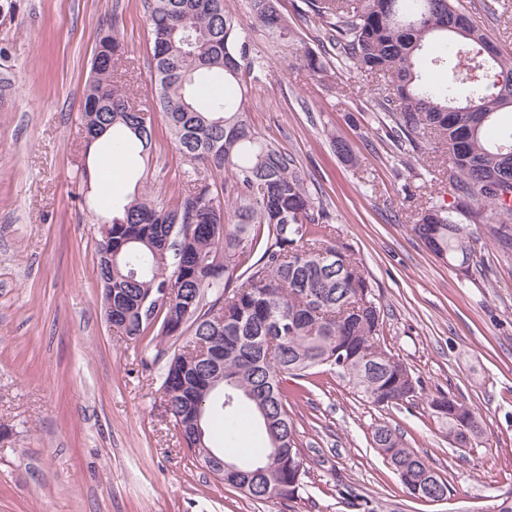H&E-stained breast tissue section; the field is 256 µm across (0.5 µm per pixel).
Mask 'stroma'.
I'll return each instance as SVG.
<instances>
[{"instance_id":"obj_1","label":"stroma","mask_w":512,"mask_h":512,"mask_svg":"<svg viewBox=\"0 0 512 512\" xmlns=\"http://www.w3.org/2000/svg\"><path fill=\"white\" fill-rule=\"evenodd\" d=\"M458 0L512 54V12ZM302 0H279L293 39L248 24L271 68L249 92L252 126L308 173L337 239L365 267L383 336L423 397L389 409L362 400L328 368L287 378L291 415L312 466L295 499L255 501L193 461L159 392L162 365L143 369L144 345L115 334L101 306L97 219L151 188L159 201L185 182L148 74L142 0H0V512H491L512 493V255L488 247L470 274L436 258L410 226L429 199L453 202L431 157L403 164L378 133L373 83L346 68L312 72L317 23ZM120 19L131 100L156 130L150 159L124 157L111 194L84 188L106 144L85 152L80 121L91 59ZM353 161L339 158L332 137ZM446 392L479 413L486 441L458 452L426 406ZM399 429L451 484L447 502L408 498L373 447L377 425Z\"/></svg>"}]
</instances>
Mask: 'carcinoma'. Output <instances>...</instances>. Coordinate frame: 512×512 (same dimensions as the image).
<instances>
[{
	"mask_svg": "<svg viewBox=\"0 0 512 512\" xmlns=\"http://www.w3.org/2000/svg\"><path fill=\"white\" fill-rule=\"evenodd\" d=\"M301 18L321 27L323 56L384 83L375 98L381 130L399 154L440 153L455 201L430 202L412 231L437 257L467 273L486 245L512 251V202L500 180H512V57L489 52L482 27L454 0H304ZM150 29L149 77L165 128L190 186L171 204L147 193L100 220L97 243L101 303L120 316V335L155 341L152 360L166 365L159 390L192 456L196 445L267 469L262 479L211 474L255 500L293 498L303 487L306 458L288 410L283 379H306L328 367L376 407L417 400L411 368L389 358L380 306L354 250L332 236L331 214L310 187L303 167L249 121L248 88L271 67L256 51L243 20L226 0H144ZM248 13L273 40L294 35L279 0H248ZM119 20L101 36L91 62L81 123L91 135L85 150L107 139L112 154L156 141L152 123L126 108L118 69ZM441 70L436 81L431 73ZM232 181L220 186L224 173ZM259 258H254L256 249ZM224 312V322L214 311ZM183 324L181 333L172 326ZM189 333L220 358L224 381L209 385L204 360L164 342ZM453 442L485 435L483 421L445 393L427 399ZM250 416L265 441L245 458L236 452L241 420ZM372 444L399 476L406 494L428 500L450 494L448 479L402 436L377 426Z\"/></svg>",
	"mask_w": 512,
	"mask_h": 512,
	"instance_id": "cac0c4a2",
	"label": "carcinoma"
}]
</instances>
